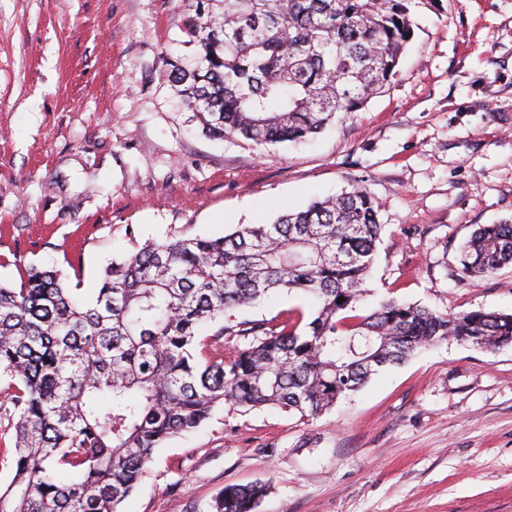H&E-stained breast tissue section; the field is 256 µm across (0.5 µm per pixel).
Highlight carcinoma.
Segmentation results:
<instances>
[{"mask_svg": "<svg viewBox=\"0 0 512 512\" xmlns=\"http://www.w3.org/2000/svg\"><path fill=\"white\" fill-rule=\"evenodd\" d=\"M407 2L196 0L194 52L168 62L169 82L213 137L308 141L384 92L414 36ZM381 232L353 185L270 224L148 241L105 268L86 304L58 270L0 284V375L17 415L0 512H120L156 449L218 407L318 417L427 347L512 345V314L396 300L359 313ZM458 262L465 278L512 265V222L477 227ZM274 292L317 308L306 322L234 319ZM232 337L245 344L226 355ZM267 490L228 485L211 512H257Z\"/></svg>", "mask_w": 512, "mask_h": 512, "instance_id": "carcinoma-1", "label": "carcinoma"}]
</instances>
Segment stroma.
I'll return each mask as SVG.
<instances>
[{
    "label": "stroma",
    "instance_id": "stroma-1",
    "mask_svg": "<svg viewBox=\"0 0 512 512\" xmlns=\"http://www.w3.org/2000/svg\"><path fill=\"white\" fill-rule=\"evenodd\" d=\"M195 0H0V283L59 270L83 298L145 241L218 237L353 185L381 241L361 304L512 313V266L465 279L460 245L512 220V0H411L385 93L314 140L204 135L167 59ZM279 293L250 320L311 314ZM258 512H512V347L451 342L311 417L216 409L166 442L123 512H208L229 484Z\"/></svg>",
    "mask_w": 512,
    "mask_h": 512
}]
</instances>
